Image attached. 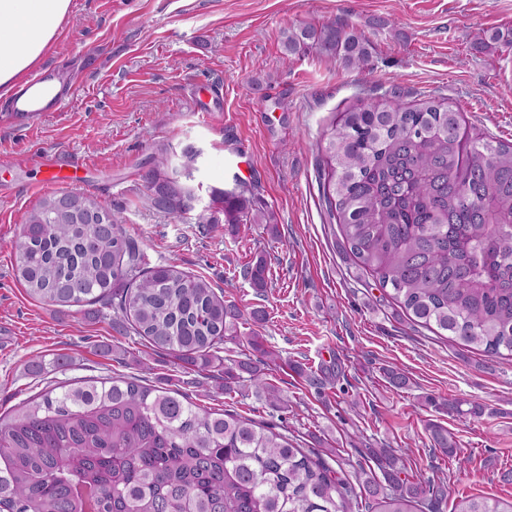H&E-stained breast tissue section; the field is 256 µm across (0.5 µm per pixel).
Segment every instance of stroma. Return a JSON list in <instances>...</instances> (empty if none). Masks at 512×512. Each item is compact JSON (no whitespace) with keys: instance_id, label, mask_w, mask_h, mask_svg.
<instances>
[{"instance_id":"35a3bbf8","label":"stroma","mask_w":512,"mask_h":512,"mask_svg":"<svg viewBox=\"0 0 512 512\" xmlns=\"http://www.w3.org/2000/svg\"><path fill=\"white\" fill-rule=\"evenodd\" d=\"M342 22L368 41L369 71L310 47L285 54L283 29ZM506 29L512 0H72L45 59L63 60L76 98L50 116L0 112V415L51 382L136 375L273 425L315 452L338 448L354 462L359 448L386 444L409 473L448 477L467 495L512 496L502 479L512 471V360L410 323L342 252L318 191L323 131L357 100L394 88L408 104L439 98L471 132L512 142V45L474 46L480 32ZM162 145L174 158L189 145L199 150L201 206L212 189L250 184L290 248L260 226L233 237L193 213L156 212L146 175ZM47 155L79 161L73 190L121 213L151 263L177 260L243 311L265 308L266 346L281 357L268 379L288 398L287 412L269 413L248 387L199 396L201 373L120 331L114 309L60 313L26 294L14 276V241L40 197L29 186L44 176ZM259 255L268 262L262 297L240 275ZM96 344L111 354H93ZM60 355L69 359L63 371ZM36 356L45 366L38 378L26 371ZM330 366L339 381L324 379ZM388 366L407 372L411 386L389 387ZM428 396L476 401L485 413L455 420L425 406ZM431 421L455 433L456 456L431 447Z\"/></svg>"}]
</instances>
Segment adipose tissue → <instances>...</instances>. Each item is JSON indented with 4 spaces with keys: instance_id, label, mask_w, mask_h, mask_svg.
Wrapping results in <instances>:
<instances>
[{
    "instance_id": "1",
    "label": "adipose tissue",
    "mask_w": 512,
    "mask_h": 512,
    "mask_svg": "<svg viewBox=\"0 0 512 512\" xmlns=\"http://www.w3.org/2000/svg\"><path fill=\"white\" fill-rule=\"evenodd\" d=\"M72 0H0V97L42 61Z\"/></svg>"
}]
</instances>
